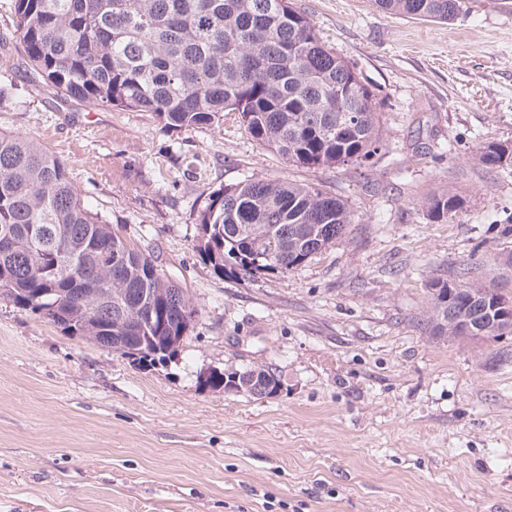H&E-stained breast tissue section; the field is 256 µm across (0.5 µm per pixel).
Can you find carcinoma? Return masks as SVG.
<instances>
[{
	"label": "carcinoma",
	"instance_id": "1",
	"mask_svg": "<svg viewBox=\"0 0 512 512\" xmlns=\"http://www.w3.org/2000/svg\"><path fill=\"white\" fill-rule=\"evenodd\" d=\"M279 0H14L15 32L29 65L54 94L92 105L155 114L170 127L212 125L238 113L251 136L288 163L340 166L370 158L380 145L376 96L354 65L321 40L313 20ZM384 12L451 22L464 0H374ZM512 158L508 145L480 151L490 167ZM463 208L452 192L434 196L428 215ZM346 204L305 184L249 178L209 195L199 212L198 250L219 276L254 280L285 274L342 237ZM0 295L40 314L72 337L144 361L169 336H184L196 310L153 260L112 233L84 204L64 162L21 134L0 132ZM272 261L253 265L256 244ZM132 304L160 291L152 318L122 330L94 316L100 281ZM61 300L62 314L50 306ZM503 289L478 283L430 284L431 335L497 337ZM279 383L245 368L252 397Z\"/></svg>",
	"mask_w": 512,
	"mask_h": 512
}]
</instances>
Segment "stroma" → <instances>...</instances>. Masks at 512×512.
<instances>
[{
    "label": "stroma",
    "mask_w": 512,
    "mask_h": 512,
    "mask_svg": "<svg viewBox=\"0 0 512 512\" xmlns=\"http://www.w3.org/2000/svg\"><path fill=\"white\" fill-rule=\"evenodd\" d=\"M376 95L378 151L303 168L237 113L169 128L57 97L33 78L0 0V131L67 166L85 204L182 288L197 314L143 366L0 297V512H512V334L425 330L429 284L512 286V0L452 23L373 0H292ZM344 201V235L285 274L226 279L202 260L209 194L248 177ZM452 190L446 221L428 200ZM271 369L258 400L201 374ZM508 146V144L500 142H491L484 145L480 148L481 161L490 167L500 166L503 162L507 161L509 158H512L511 146L510 149ZM463 198L452 192L434 196L428 202V215L437 220L452 218L463 208Z\"/></svg>",
    "instance_id": "1"
}]
</instances>
